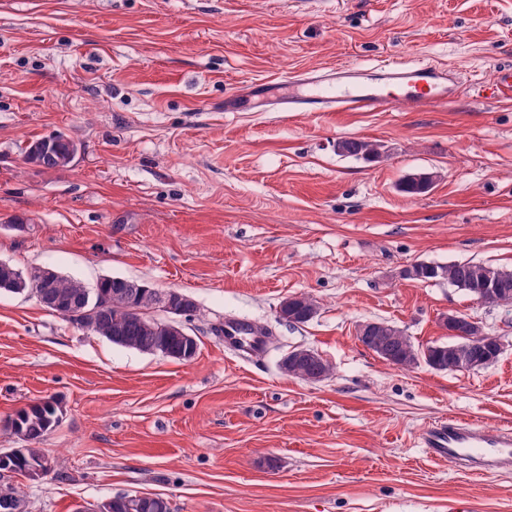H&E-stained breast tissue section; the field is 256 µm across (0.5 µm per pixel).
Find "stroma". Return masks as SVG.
Wrapping results in <instances>:
<instances>
[{"mask_svg": "<svg viewBox=\"0 0 512 512\" xmlns=\"http://www.w3.org/2000/svg\"><path fill=\"white\" fill-rule=\"evenodd\" d=\"M430 59L489 83L512 64V0H0V261L91 286L103 276L191 296L192 362L88 334L30 294L0 293V452L8 420L55 398L42 484L26 512H72L124 493L174 512H512V473L433 460L421 436L451 416L512 427V304L404 278L418 261L512 269V97L394 112H228L225 98L292 72ZM53 133L70 168L25 164ZM383 146L368 162L336 143ZM431 171L423 195L402 180ZM25 218L26 228L12 220ZM319 305L279 321L289 296ZM460 311L501 337L486 367L393 366L358 325L417 345ZM270 329L264 354L226 349L225 319ZM335 371L285 375L292 347ZM44 138H50L52 141L51 155L48 157L40 155L35 156L33 153V146ZM78 146L74 139L68 135L61 133H55L49 136L34 139L28 142L22 148V154L24 162L28 165L34 166L36 162L47 165L48 169L53 170H64L71 166V160L69 159L70 153H77ZM35 167V166H34Z\"/></svg>", "mask_w": 512, "mask_h": 512, "instance_id": "obj_1", "label": "stroma"}]
</instances>
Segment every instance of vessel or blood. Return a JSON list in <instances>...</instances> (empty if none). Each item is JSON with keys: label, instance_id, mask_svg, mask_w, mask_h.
<instances>
[{"label": "vessel or blood", "instance_id": "obj_1", "mask_svg": "<svg viewBox=\"0 0 512 512\" xmlns=\"http://www.w3.org/2000/svg\"><path fill=\"white\" fill-rule=\"evenodd\" d=\"M282 100L288 112H392L401 107L445 106L466 88L461 74L435 61L406 63L389 57L363 67L342 65L326 71L289 75ZM267 83H254L224 101L228 112H250L254 98L265 95ZM486 92L496 97L512 95V67L495 69ZM266 331L247 320L224 323V343L244 345L249 356L262 354L268 345ZM421 445L431 457L455 463L462 470L485 475L512 470V430L489 428L458 418L428 427Z\"/></svg>", "mask_w": 512, "mask_h": 512}]
</instances>
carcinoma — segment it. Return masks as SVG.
<instances>
[{"label":"carcinoma","instance_id":"cac0c4a2","mask_svg":"<svg viewBox=\"0 0 512 512\" xmlns=\"http://www.w3.org/2000/svg\"><path fill=\"white\" fill-rule=\"evenodd\" d=\"M51 155L36 156L33 146L37 140L28 142L22 148L24 162L47 165L53 170H64L71 166L69 155L78 151L74 139L61 133L50 135ZM381 145L366 139L348 138L337 143V153L355 159H372L380 155ZM435 181L432 173L408 176L401 183V191L409 195H422L431 190ZM411 279L422 282H446L466 294L482 281H492L499 287L512 292V270L473 260L448 264L417 262L412 265ZM47 299L53 303L57 316L80 329L102 336L113 344L152 354L159 344L160 324L163 320L148 316L147 311L158 306L160 290L147 283H127L110 276L98 279L94 286L67 279L60 275L44 279ZM38 289V284L27 277H21L20 269L14 264L0 262V291L9 293H30ZM94 296L112 298V306L99 315L92 323L84 318L72 316V312L83 307ZM318 312L317 301L309 294L289 297V305L283 309L281 319L292 324H304L312 320ZM452 331L448 341L436 342L425 347L416 346L400 328L385 322L380 328L359 338V341L380 358L402 369H410L422 362L437 371L457 372L459 368L448 362V346L456 347V358L477 361L493 359L496 354V337L485 334L479 339L470 338L467 315L459 314V319L447 326ZM189 347L181 337L171 334L166 342L165 357L177 361H188ZM333 366L321 355L302 358L298 365L288 371V375L302 381L317 377H327ZM21 420L22 434L18 438L26 441L23 455L17 467L24 471L30 463L44 457L39 448L43 438L59 423L57 411L50 410L48 404H34L17 412ZM0 512H24V501L17 484L0 483ZM111 512H171L168 499L159 495L121 494L112 497Z\"/></svg>","mask_w":512,"mask_h":512}]
</instances>
